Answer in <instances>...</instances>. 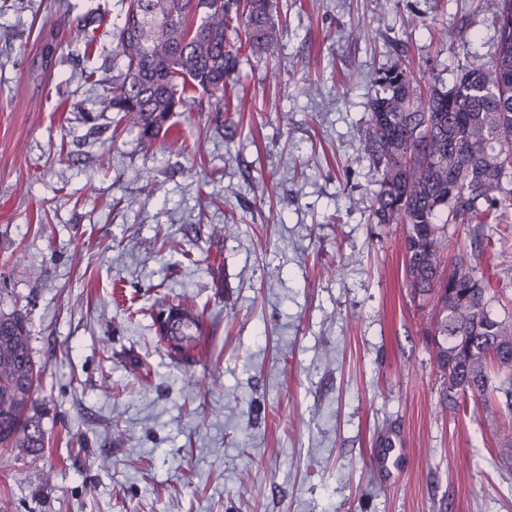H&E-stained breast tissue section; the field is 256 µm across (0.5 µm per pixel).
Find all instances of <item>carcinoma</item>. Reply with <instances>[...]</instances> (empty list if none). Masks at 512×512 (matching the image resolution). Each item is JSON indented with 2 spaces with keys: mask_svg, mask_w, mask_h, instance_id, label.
<instances>
[{
  "mask_svg": "<svg viewBox=\"0 0 512 512\" xmlns=\"http://www.w3.org/2000/svg\"><path fill=\"white\" fill-rule=\"evenodd\" d=\"M494 16L495 53L479 67L457 65L449 87L427 80L435 61L379 71L365 152L377 186L374 223L402 227L408 287L433 303L427 336L442 402L465 411L468 401H481L511 426L512 311L495 312L492 277L471 263L493 249L494 225L512 211V0H497ZM282 36L273 0H128L112 31V54L124 68L107 106L147 145L198 91L236 112L226 85L242 47L269 51ZM471 39L461 26L440 32L450 46ZM184 307L169 300L152 310L155 332L171 337L177 353L191 340L175 334ZM37 381L27 322L1 313V449L45 446V434L29 429Z\"/></svg>",
  "mask_w": 512,
  "mask_h": 512,
  "instance_id": "1",
  "label": "carcinoma"
}]
</instances>
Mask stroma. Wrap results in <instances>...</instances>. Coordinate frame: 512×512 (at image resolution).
<instances>
[{
  "label": "stroma",
  "mask_w": 512,
  "mask_h": 512,
  "mask_svg": "<svg viewBox=\"0 0 512 512\" xmlns=\"http://www.w3.org/2000/svg\"><path fill=\"white\" fill-rule=\"evenodd\" d=\"M125 2L0 0V312L28 322L48 438L0 453V512H512L506 428L441 405L363 150L376 70L452 85L496 49L486 0H276L233 126L205 97L148 150L106 106ZM462 23L468 49L438 44ZM172 297L211 324L192 365L149 316Z\"/></svg>",
  "instance_id": "obj_1"
}]
</instances>
